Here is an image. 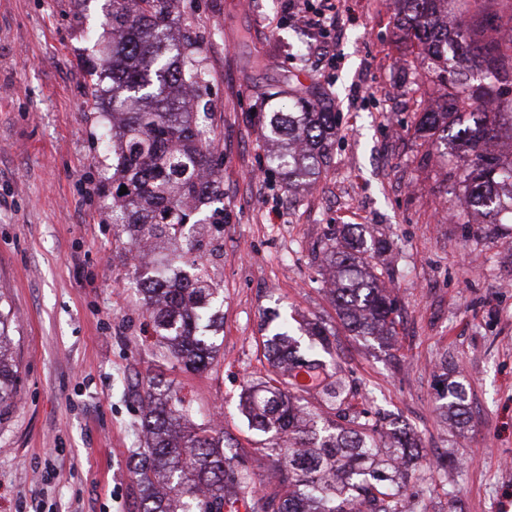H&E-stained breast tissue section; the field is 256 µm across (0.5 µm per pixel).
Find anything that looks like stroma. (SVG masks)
<instances>
[{
  "instance_id": "stroma-1",
  "label": "stroma",
  "mask_w": 512,
  "mask_h": 512,
  "mask_svg": "<svg viewBox=\"0 0 512 512\" xmlns=\"http://www.w3.org/2000/svg\"><path fill=\"white\" fill-rule=\"evenodd\" d=\"M105 0H0V293L14 319L20 386L0 415V512H137L130 463L140 441L134 392L155 373L195 423L236 445L240 467L271 474L268 439L239 396L267 379L272 313L333 327L340 376L367 422L387 415L419 436L404 480L425 512H512V224L473 222L461 207L456 149L417 133L436 100L396 0H345L352 22L338 62L319 67L282 0H177L210 75L224 224L204 241L224 296V342L207 370L163 363L134 271L112 231L107 122L87 67L86 30ZM326 94L336 114L331 162L312 184L269 173L275 144L253 116L265 91ZM346 224L387 239L376 274L397 302V337L349 335L318 250ZM467 391L464 423L446 416L440 371Z\"/></svg>"
}]
</instances>
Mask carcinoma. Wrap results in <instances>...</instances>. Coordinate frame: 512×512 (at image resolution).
<instances>
[{"mask_svg": "<svg viewBox=\"0 0 512 512\" xmlns=\"http://www.w3.org/2000/svg\"><path fill=\"white\" fill-rule=\"evenodd\" d=\"M175 2L108 0L112 58L93 65L90 76L96 98L103 79L112 80V98L101 105L112 115L105 135L112 143L113 235L129 253L147 246L167 261L163 276L147 262L134 266L143 306L166 358L200 370L223 343L220 288L203 262L200 237L208 225L224 223V190L209 114L197 108L208 73L191 36L172 32ZM398 2L400 26L418 40L444 89L443 101L420 117L421 137L433 150L451 136L464 150L467 165L458 178L465 211L512 220V162L504 164L492 149L503 113L491 109L512 108L499 91L512 81V15L461 14L450 23L457 0ZM265 108L258 120L267 137L284 142L270 170L290 182H315L330 160L336 113L293 98L289 88L268 92ZM322 252L343 327L354 336L395 340L394 302L367 261L375 248L349 224L341 237L327 238ZM274 318L264 341L273 376L246 385L240 406L249 426L269 436L277 490H257L223 433L194 423L185 399L154 376L134 393L144 438L131 470L137 512H226L240 501L245 512H411L401 480L405 463L422 456L416 438L395 429L388 443L376 426L361 422L340 377L329 375L311 389L297 384L301 368L319 380L327 367L321 355L336 352V332L308 320L300 326L310 340L304 348L288 317ZM11 330L10 314L0 308V412L15 406L20 383ZM440 383L452 397L446 409L464 422L465 389Z\"/></svg>", "mask_w": 512, "mask_h": 512, "instance_id": "1", "label": "carcinoma"}]
</instances>
